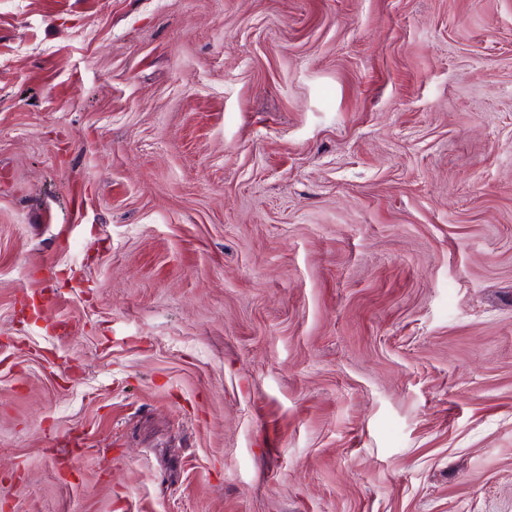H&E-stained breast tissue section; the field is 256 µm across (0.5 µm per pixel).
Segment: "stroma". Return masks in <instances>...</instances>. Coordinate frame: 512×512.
I'll list each match as a JSON object with an SVG mask.
<instances>
[{
	"label": "stroma",
	"instance_id": "stroma-1",
	"mask_svg": "<svg viewBox=\"0 0 512 512\" xmlns=\"http://www.w3.org/2000/svg\"><path fill=\"white\" fill-rule=\"evenodd\" d=\"M0 512H512V0H0Z\"/></svg>",
	"mask_w": 512,
	"mask_h": 512
}]
</instances>
